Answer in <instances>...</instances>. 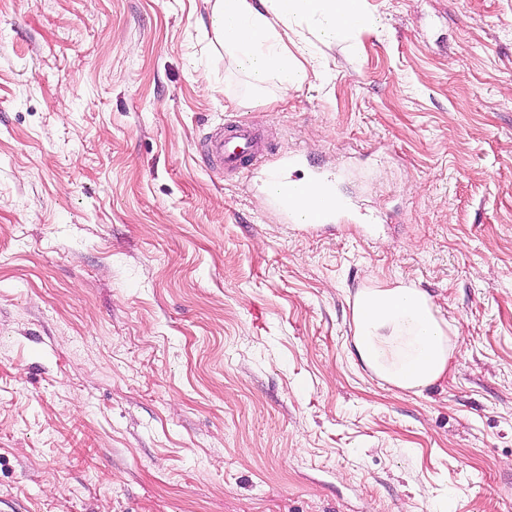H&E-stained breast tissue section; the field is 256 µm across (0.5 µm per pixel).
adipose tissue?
Here are the masks:
<instances>
[{
  "instance_id": "obj_1",
  "label": "adipose tissue",
  "mask_w": 512,
  "mask_h": 512,
  "mask_svg": "<svg viewBox=\"0 0 512 512\" xmlns=\"http://www.w3.org/2000/svg\"><path fill=\"white\" fill-rule=\"evenodd\" d=\"M207 2L214 43L258 91L272 82L284 94L309 79L306 68L289 55L285 32L310 22L319 41L333 44L352 26L370 30L380 24L360 14L362 0ZM352 314L359 357L378 377L419 392L446 375L456 343L434 301L420 289H364Z\"/></svg>"
}]
</instances>
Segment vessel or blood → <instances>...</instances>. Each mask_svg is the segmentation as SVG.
Returning a JSON list of instances; mask_svg holds the SVG:
<instances>
[{"instance_id": "vessel-or-blood-1", "label": "vessel or blood", "mask_w": 512, "mask_h": 512, "mask_svg": "<svg viewBox=\"0 0 512 512\" xmlns=\"http://www.w3.org/2000/svg\"><path fill=\"white\" fill-rule=\"evenodd\" d=\"M199 151L214 169L242 172L260 166L267 144L251 125L228 121L204 137ZM301 160V153L294 152L269 170L266 198L285 223L319 231L337 222L346 208L336 194L335 175L318 174L305 180L289 177V170L300 167Z\"/></svg>"}]
</instances>
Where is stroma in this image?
Instances as JSON below:
<instances>
[{
    "instance_id": "stroma-1",
    "label": "stroma",
    "mask_w": 512,
    "mask_h": 512,
    "mask_svg": "<svg viewBox=\"0 0 512 512\" xmlns=\"http://www.w3.org/2000/svg\"><path fill=\"white\" fill-rule=\"evenodd\" d=\"M252 95L204 0H0V512H512V0H364ZM347 169L317 233L197 145ZM429 294L443 380L353 345ZM263 136L242 121H228L204 137L199 151L214 169L243 172L260 166L267 153ZM353 341L378 377L420 392L448 372L456 341L437 307L418 288H367L353 304Z\"/></svg>"
}]
</instances>
